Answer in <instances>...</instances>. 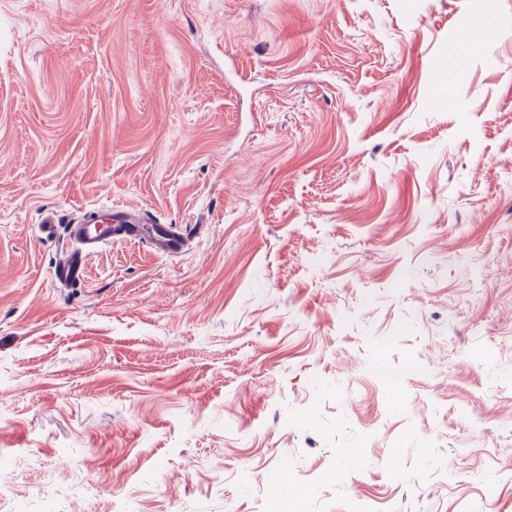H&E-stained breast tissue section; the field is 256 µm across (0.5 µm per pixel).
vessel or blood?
<instances>
[{"instance_id": "b4317fda", "label": "vessel or blood", "mask_w": 512, "mask_h": 512, "mask_svg": "<svg viewBox=\"0 0 512 512\" xmlns=\"http://www.w3.org/2000/svg\"><path fill=\"white\" fill-rule=\"evenodd\" d=\"M145 217L123 206H110L101 213L89 214L82 222L67 227L73 247L63 250L54 267L55 279L63 285L80 282L87 259L106 245L116 242H146L157 254L166 257L181 255L187 235L171 225L158 224L146 228Z\"/></svg>"}]
</instances>
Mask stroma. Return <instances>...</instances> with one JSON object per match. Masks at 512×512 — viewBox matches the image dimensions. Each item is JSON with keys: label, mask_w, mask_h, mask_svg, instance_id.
Listing matches in <instances>:
<instances>
[{"label": "stroma", "mask_w": 512, "mask_h": 512, "mask_svg": "<svg viewBox=\"0 0 512 512\" xmlns=\"http://www.w3.org/2000/svg\"><path fill=\"white\" fill-rule=\"evenodd\" d=\"M506 370L512 0H0L16 512H512ZM148 221L129 208L114 205L90 213L81 223L68 224L67 234L74 250H63L54 267V277L62 285L79 283L87 259L106 245L116 242L135 243L142 240L157 254L177 257L185 251L188 235L176 231L170 224H155L147 231Z\"/></svg>", "instance_id": "1"}]
</instances>
